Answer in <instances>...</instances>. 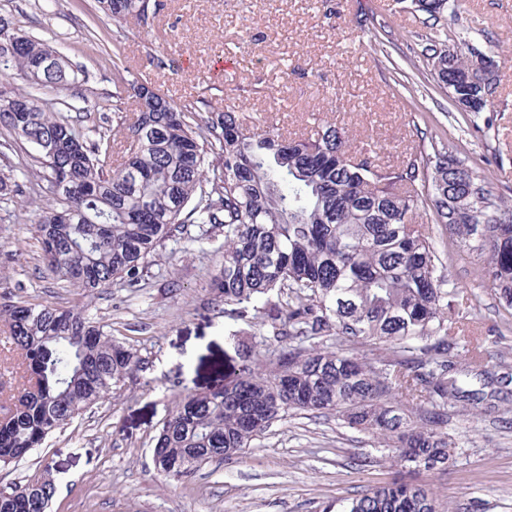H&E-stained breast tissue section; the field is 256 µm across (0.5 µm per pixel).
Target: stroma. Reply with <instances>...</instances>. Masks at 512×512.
Wrapping results in <instances>:
<instances>
[{"instance_id": "1", "label": "stroma", "mask_w": 512, "mask_h": 512, "mask_svg": "<svg viewBox=\"0 0 512 512\" xmlns=\"http://www.w3.org/2000/svg\"><path fill=\"white\" fill-rule=\"evenodd\" d=\"M0 15L19 32L55 40L86 72L81 91L38 93L43 108L71 121L92 113L93 122H80L86 136L117 128L118 56L131 80L175 103L199 101L207 112L235 111L248 126L304 136L329 121L344 128L353 149L374 147L387 164L447 144L481 169L495 194L512 200V0H468L448 23L499 54L489 106L468 115L453 109L419 58L429 30L410 0H165L148 29L132 18L113 21L96 0H0ZM32 155L0 130V166H15L37 187L22 202L0 200V298L82 306L137 349L147 368L42 448L0 467V490L47 467L56 488L49 512H322L404 475L369 434L309 412L275 424L241 462L208 464L181 480L159 473L152 439L179 393L232 382L243 348L273 354L278 345L255 309L215 310L209 283L224 240L220 224L203 240L166 242L140 287L116 284L90 299L56 279L31 221L36 207L53 202ZM416 221L430 229L459 292V314L486 340L489 370H512V312L475 278L432 212ZM447 431L457 443L447 467L416 473L414 481L469 512H512V398L493 416L449 407Z\"/></svg>"}]
</instances>
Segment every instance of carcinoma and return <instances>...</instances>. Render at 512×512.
Returning a JSON list of instances; mask_svg holds the SVG:
<instances>
[{
	"instance_id": "cac0c4a2",
	"label": "carcinoma",
	"mask_w": 512,
	"mask_h": 512,
	"mask_svg": "<svg viewBox=\"0 0 512 512\" xmlns=\"http://www.w3.org/2000/svg\"><path fill=\"white\" fill-rule=\"evenodd\" d=\"M118 21L153 26L160 0H97ZM463 0H411L432 30L421 56L436 84L463 111H484L493 84L479 88L474 59L495 57L473 44L448 52V15ZM0 15V76L25 77L31 91L0 90V128L33 146L54 204L32 213L46 269L94 293L142 280L147 259L195 224L224 225L212 288L226 305L261 310L280 349L261 351L231 385L186 393L154 439L158 471L181 479L201 466L234 463L271 427L297 412L334 415L371 434L410 472L448 464V401L476 408L483 393L463 378L493 379L481 339L456 314L458 291L420 207L471 259L475 275L512 311V205L482 173L443 144L385 166L375 150H351L325 123L315 136L286 139L251 128L236 113L180 107L119 76L115 109L133 99L121 139L88 140L45 111L35 92L86 80L48 42L18 35ZM425 192H419L418 185ZM14 170L0 171V197L21 192ZM0 321L14 345L19 391L0 404V466L21 461L53 433L106 399L146 362L115 340L110 325L76 306L11 301ZM467 347L466 366L455 350ZM49 467L23 486L0 490V512H48ZM337 512H455L430 489L394 479L345 500Z\"/></svg>"
}]
</instances>
